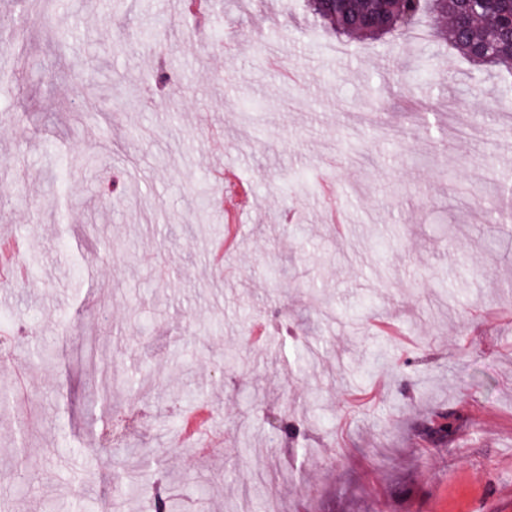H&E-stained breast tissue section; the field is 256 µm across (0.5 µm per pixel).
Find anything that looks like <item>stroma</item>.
<instances>
[{
	"instance_id": "35a3bbf8",
	"label": "stroma",
	"mask_w": 512,
	"mask_h": 512,
	"mask_svg": "<svg viewBox=\"0 0 512 512\" xmlns=\"http://www.w3.org/2000/svg\"><path fill=\"white\" fill-rule=\"evenodd\" d=\"M202 10L0 0V235L28 271L0 291V512H150L154 483L182 512H512L504 78L428 22L401 46L304 0ZM200 405L222 447L183 438Z\"/></svg>"
}]
</instances>
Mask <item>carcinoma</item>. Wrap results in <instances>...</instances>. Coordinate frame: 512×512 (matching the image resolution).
Wrapping results in <instances>:
<instances>
[{
	"instance_id": "cac0c4a2",
	"label": "carcinoma",
	"mask_w": 512,
	"mask_h": 512,
	"mask_svg": "<svg viewBox=\"0 0 512 512\" xmlns=\"http://www.w3.org/2000/svg\"><path fill=\"white\" fill-rule=\"evenodd\" d=\"M312 14L338 35L366 39L380 34L403 36L418 23L436 22L448 17V0H345L335 8L323 0H308ZM467 22L450 24L444 40L450 51L476 64L512 77V0H468ZM379 15L386 19L387 30L369 32L366 18Z\"/></svg>"
}]
</instances>
